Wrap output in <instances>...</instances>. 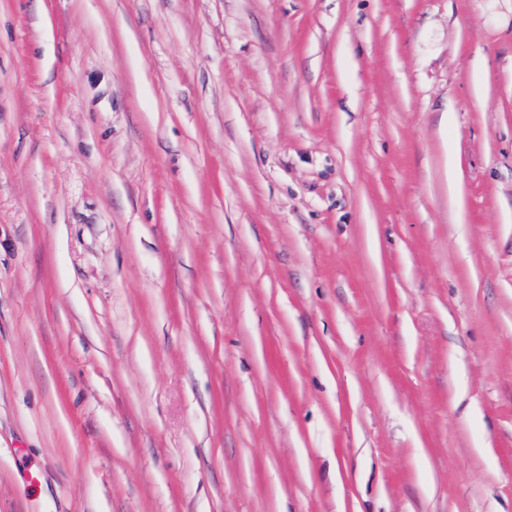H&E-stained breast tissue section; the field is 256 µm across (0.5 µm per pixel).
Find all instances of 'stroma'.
Wrapping results in <instances>:
<instances>
[{
  "label": "stroma",
  "instance_id": "1",
  "mask_svg": "<svg viewBox=\"0 0 512 512\" xmlns=\"http://www.w3.org/2000/svg\"><path fill=\"white\" fill-rule=\"evenodd\" d=\"M0 512H512V0H0Z\"/></svg>",
  "mask_w": 512,
  "mask_h": 512
}]
</instances>
